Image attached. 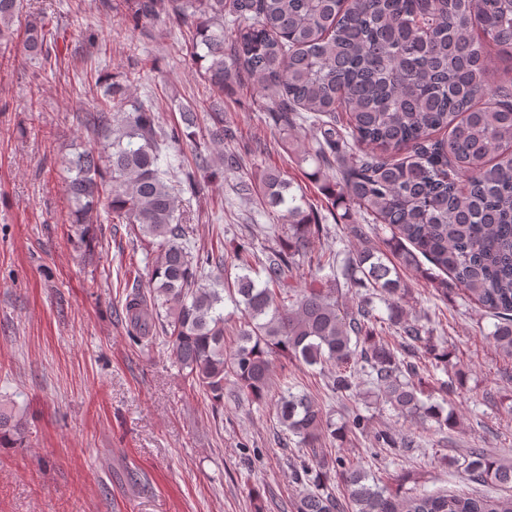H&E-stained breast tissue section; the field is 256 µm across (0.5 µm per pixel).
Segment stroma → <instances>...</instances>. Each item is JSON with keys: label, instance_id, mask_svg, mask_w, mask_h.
I'll list each match as a JSON object with an SVG mask.
<instances>
[{"label": "stroma", "instance_id": "obj_1", "mask_svg": "<svg viewBox=\"0 0 512 512\" xmlns=\"http://www.w3.org/2000/svg\"><path fill=\"white\" fill-rule=\"evenodd\" d=\"M104 0H30L59 36L60 59L41 68L19 39L0 40V400L27 420L23 447H0V512H284L300 488L290 464L300 452L284 435L272 407L226 397L220 411L193 387L165 346L134 345L119 312L127 294L146 287L152 257L128 225H104L85 247L71 224L60 178L62 157L98 146L81 123L96 104L97 76L131 81L150 102L162 127L195 109L193 138L174 150L192 164L195 154L243 153L249 171L280 170L298 183L308 204L330 227L315 252L353 251L346 227L366 223L357 208L331 207L313 163L291 145L303 129L277 131L261 121L258 89L224 94V116L237 137L215 145L207 129L210 90L199 76L187 36L159 17L132 30ZM95 32V46L86 35ZM235 174L210 178L186 204L195 247L242 244L278 247L276 218L233 193ZM409 294V319L427 318L448 350L447 365L425 373L426 388L448 379L447 409L455 428L440 432L398 416L366 394L350 402L327 388L332 366L308 368L274 361L275 382L306 391L340 423L352 412L369 429L348 441L326 439L333 455L363 459L383 482L431 491L469 488L460 463L484 448L512 462V358L487 334L493 320L428 260L400 267ZM414 433L419 445L372 457V432Z\"/></svg>", "mask_w": 512, "mask_h": 512}]
</instances>
